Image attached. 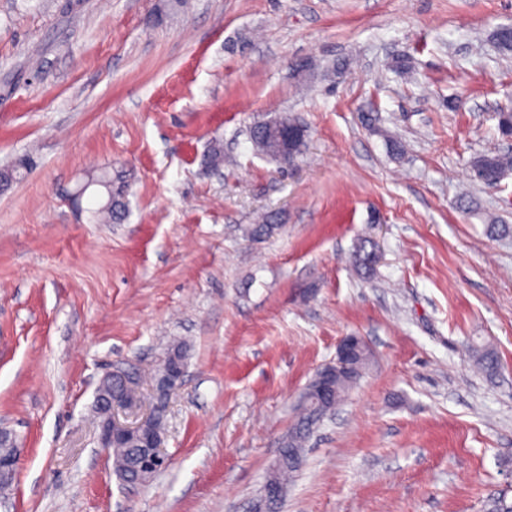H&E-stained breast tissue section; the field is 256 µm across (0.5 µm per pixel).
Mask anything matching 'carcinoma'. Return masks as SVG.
I'll list each match as a JSON object with an SVG mask.
<instances>
[{
    "label": "carcinoma",
    "mask_w": 512,
    "mask_h": 512,
    "mask_svg": "<svg viewBox=\"0 0 512 512\" xmlns=\"http://www.w3.org/2000/svg\"><path fill=\"white\" fill-rule=\"evenodd\" d=\"M298 119L291 115H281L277 118L256 123L250 131V139L255 149L263 155L276 156L280 153L278 140L269 133L268 127L285 126L292 128ZM206 167L221 168L224 166V146L214 142L208 149ZM512 170V153H487L475 156L470 163V177L484 185L500 182ZM92 185L104 189L106 201L96 213L112 220L114 223L122 221L126 213L125 186L112 183V173L103 171L89 178ZM353 261L356 267L364 272H370L378 261L375 248L367 247L361 243L356 248ZM356 379L350 376L339 378L334 389L327 396H321L311 388H306V404L291 428L280 442L279 463L267 477L281 485H288L298 468L288 460V455L303 458L305 443L313 430L323 421V417L330 414L344 400ZM138 384L130 383L128 377L122 373L112 375V401L120 406H133L140 403ZM143 449L139 435L130 434L117 439L112 444L113 468L118 478L128 485H141L148 482L151 477L162 469L156 462L144 464L141 462Z\"/></svg>",
    "instance_id": "carcinoma-1"
}]
</instances>
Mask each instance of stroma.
Instances as JSON below:
<instances>
[{
    "instance_id": "stroma-1",
    "label": "stroma",
    "mask_w": 512,
    "mask_h": 512,
    "mask_svg": "<svg viewBox=\"0 0 512 512\" xmlns=\"http://www.w3.org/2000/svg\"><path fill=\"white\" fill-rule=\"evenodd\" d=\"M512 0H0V428L22 450L0 512H252L339 341L370 358L311 435L280 512H483L512 499ZM404 59L408 76L389 70ZM297 116L293 165L250 126ZM224 167L202 164L212 141ZM400 153H392L391 142ZM123 175L101 224L78 182ZM269 216L261 242L246 230ZM363 240L373 275L350 257ZM186 352L167 464L116 476L94 406L123 369ZM491 351L493 371L473 357ZM512 170V153H487L475 156L470 163V177L484 186L497 184ZM88 181L91 184L90 186L97 185L103 188L107 197L105 203L93 212L102 214L105 218L112 220L113 223H120L126 213V203L124 200L126 193L125 185L119 183L115 186L112 183V173L110 171H103L97 175H92Z\"/></svg>"
}]
</instances>
